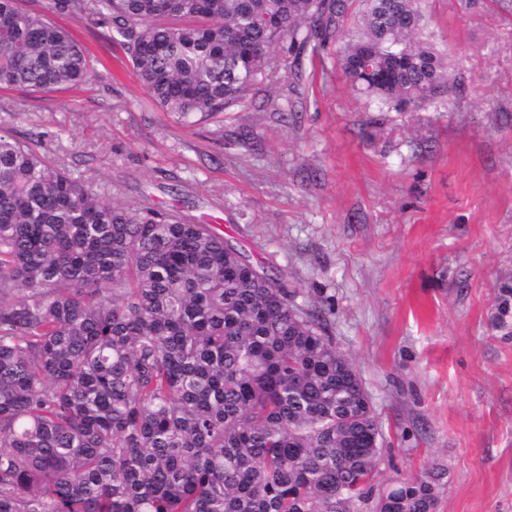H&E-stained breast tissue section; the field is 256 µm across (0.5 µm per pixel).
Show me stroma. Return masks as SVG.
Wrapping results in <instances>:
<instances>
[{"instance_id": "1", "label": "stroma", "mask_w": 512, "mask_h": 512, "mask_svg": "<svg viewBox=\"0 0 512 512\" xmlns=\"http://www.w3.org/2000/svg\"><path fill=\"white\" fill-rule=\"evenodd\" d=\"M51 14L95 60L86 86L0 94L115 200L179 207L285 276L356 367L379 424L375 486L443 465L437 512H512V8L427 0L461 86L380 112L305 61L188 125L153 104L106 28Z\"/></svg>"}]
</instances>
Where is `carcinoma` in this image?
<instances>
[{
    "label": "carcinoma",
    "mask_w": 512,
    "mask_h": 512,
    "mask_svg": "<svg viewBox=\"0 0 512 512\" xmlns=\"http://www.w3.org/2000/svg\"><path fill=\"white\" fill-rule=\"evenodd\" d=\"M422 2L55 0L185 123L274 81L285 43L297 62L336 45L388 112L447 95ZM93 72L48 15L0 0L1 91ZM295 296L211 225L114 201L0 129V512H436L437 468L375 488L373 405Z\"/></svg>",
    "instance_id": "obj_1"
}]
</instances>
